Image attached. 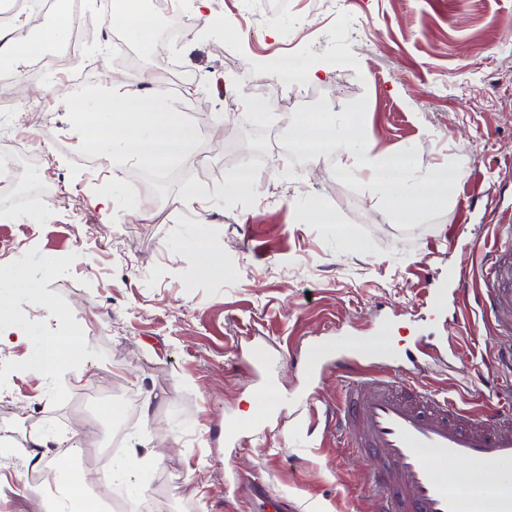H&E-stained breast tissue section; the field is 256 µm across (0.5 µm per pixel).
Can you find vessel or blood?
<instances>
[{
  "label": "vessel or blood",
  "mask_w": 512,
  "mask_h": 512,
  "mask_svg": "<svg viewBox=\"0 0 512 512\" xmlns=\"http://www.w3.org/2000/svg\"><path fill=\"white\" fill-rule=\"evenodd\" d=\"M489 253L486 285L458 283L502 335L500 364L512 372V244L474 242ZM344 392L336 430L352 454L377 476L372 512H512V407L489 405L483 415L403 378L402 366L376 373L336 361ZM466 462V475L445 461Z\"/></svg>",
  "instance_id": "vessel-or-blood-1"
}]
</instances>
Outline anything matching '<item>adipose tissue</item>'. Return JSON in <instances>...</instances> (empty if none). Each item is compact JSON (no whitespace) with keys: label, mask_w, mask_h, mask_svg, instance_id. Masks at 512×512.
I'll return each mask as SVG.
<instances>
[{"label":"adipose tissue","mask_w":512,"mask_h":512,"mask_svg":"<svg viewBox=\"0 0 512 512\" xmlns=\"http://www.w3.org/2000/svg\"><path fill=\"white\" fill-rule=\"evenodd\" d=\"M111 24L137 42L153 41L154 21L145 12L143 0H121L120 8L112 13ZM69 27L70 16L62 11L51 28L40 35L33 34L23 21L0 29V66L17 65L37 56L45 44L61 41ZM66 96L86 145L113 159L131 157L160 167L179 158L196 137L194 126L172 118L157 100L128 97L117 85L112 88L111 98L95 104L72 90ZM321 134L328 143L345 142L353 153L371 149L370 143L362 139L358 123L348 118L336 120L329 113L317 121L298 123L292 132L300 144L314 142ZM370 171L386 188L394 213L401 216L410 215L420 205L446 203L461 180L459 170L444 167L428 183H416L411 160L405 155L390 157L371 166Z\"/></svg>","instance_id":"ef3b65f1"}]
</instances>
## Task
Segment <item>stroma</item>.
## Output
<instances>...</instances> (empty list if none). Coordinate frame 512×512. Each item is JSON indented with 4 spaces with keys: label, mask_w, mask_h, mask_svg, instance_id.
I'll return each mask as SVG.
<instances>
[{
    "label": "stroma",
    "mask_w": 512,
    "mask_h": 512,
    "mask_svg": "<svg viewBox=\"0 0 512 512\" xmlns=\"http://www.w3.org/2000/svg\"><path fill=\"white\" fill-rule=\"evenodd\" d=\"M211 11L233 37L211 39L182 0V38L128 42L133 69L107 50L101 6L81 0L91 36L67 65L0 75L33 155L20 184L0 183V264L47 300L8 298L31 339L0 345V449L17 451L0 463V512H53L58 471L100 512H242L238 481L253 477L296 512H368L374 474L333 428L341 353L378 365L426 340L431 358L408 364L410 383L468 408L486 385L512 392L498 382L489 316L452 297L458 279L481 276L469 245L512 225V0H292L274 16L256 0H212ZM321 53L343 69L285 87L277 59L305 67ZM116 72L127 93L157 86L197 129L160 187L137 162L84 147L48 88L71 76L98 96ZM230 88L304 106L270 126L233 105ZM316 106L362 115L373 154L410 153L417 182L461 169L454 196L402 222L342 145L286 157L284 130ZM243 155L264 177L245 198L225 189ZM44 183L57 192L32 212L20 196ZM312 201L335 225L294 223ZM199 234L222 272L199 273L187 251ZM60 309L83 342L78 373L35 361ZM36 436L47 447L33 449Z\"/></svg>",
    "instance_id": "obj_1"
}]
</instances>
